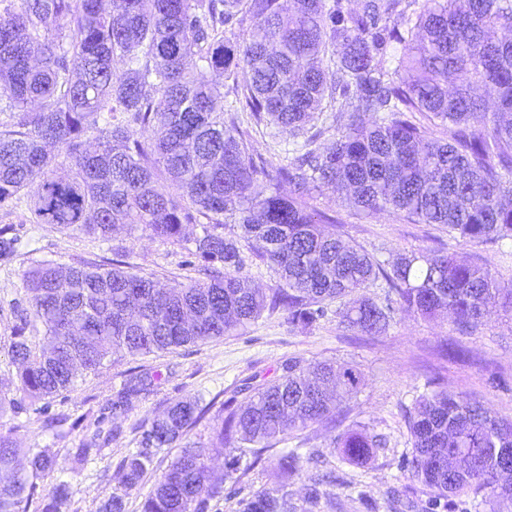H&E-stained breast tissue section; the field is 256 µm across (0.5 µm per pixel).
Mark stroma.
Returning <instances> with one entry per match:
<instances>
[{
  "label": "stroma",
  "instance_id": "1",
  "mask_svg": "<svg viewBox=\"0 0 512 512\" xmlns=\"http://www.w3.org/2000/svg\"><path fill=\"white\" fill-rule=\"evenodd\" d=\"M316 205L333 210L335 229L355 244L383 260L407 251L426 254L441 249L457 256L481 258L503 280H512V257L492 245H480L448 234L437 224H411L386 215L367 216L334 202L331 194L318 196ZM29 205L0 208V227L9 226L19 239L15 256L0 260V389L15 392L17 368L8 354L13 329L29 305L22 287L23 271L52 261L63 266L83 262L108 263L114 259L113 245L124 251L125 267L133 273L154 275L161 283L178 285L200 279L201 264L181 245L153 240L141 233H118L115 243L70 234L51 224L29 221ZM291 357L305 362H348L363 375L356 396L336 409L335 423L319 424L289 435L265 453L264 458L239 485L238 497L273 487L277 482L280 452L297 451L301 475L293 476L296 497H303L314 471L335 470L336 480L322 489L336 501V512H423L428 490L414 481L405 465L412 447L405 415L427 381L438 382L451 393H463L496 413L512 420V311L493 309L471 335L454 332L447 319H424L407 313L395 316L380 336H360L347 331L336 316L303 328L288 321L287 310L264 314L255 322L216 341H207L135 359L125 358L98 373L79 380L74 390L50 402L45 412L30 403L20 411L0 413V430L13 429L22 448H47L63 469L69 484L66 512H98L117 486L120 464L134 450L137 428L160 414L170 403L197 399L202 418L187 439L210 449V465L223 476L227 455L218 438L224 402L234 396L247 379L268 383L283 374V363ZM155 372L150 393L134 400L124 413L104 416L112 395L128 379L132 368ZM363 424L386 440L367 464L343 460L331 442L348 427ZM118 429L113 440L101 444L86 460L76 451L96 426ZM323 456L321 466L308 463L310 451ZM365 503H357V495ZM213 503L211 512H237V499Z\"/></svg>",
  "mask_w": 512,
  "mask_h": 512
}]
</instances>
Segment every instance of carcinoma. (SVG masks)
Masks as SVG:
<instances>
[{"instance_id":"carcinoma-1","label":"carcinoma","mask_w":512,"mask_h":512,"mask_svg":"<svg viewBox=\"0 0 512 512\" xmlns=\"http://www.w3.org/2000/svg\"><path fill=\"white\" fill-rule=\"evenodd\" d=\"M15 2L0 12V97L14 113L0 126V205L26 196L32 223L102 240L126 227L188 241L210 268L207 280L170 288L118 263L26 271L41 338L26 335L24 319L9 345L26 397L49 401L116 360L222 338L267 309L286 308L290 323L306 327L334 304L361 336L384 333L399 312L446 318L464 335L489 307L512 311V285L488 264L416 251L385 264L324 231L336 218L310 203L312 192L332 188L368 216L512 242V39L497 37L512 32V0H357L353 9L346 0H111L108 11L101 0ZM208 72L224 74V84ZM230 95L239 106L216 111L215 100ZM241 112L293 145L278 183H267L271 162L255 152ZM325 134L329 147L319 143ZM186 224L201 232L185 238ZM226 224L240 233L224 236ZM242 241L278 274L271 293L243 273ZM283 370L274 383L246 385V405L233 397L225 406L218 439L238 453L224 479L212 478L207 448L186 446L141 512H210L274 444L334 421L363 382L347 363L292 358ZM153 380L143 372L125 381L112 414ZM200 418L186 398L141 424L120 465L124 488H136ZM406 421L407 466L429 489L431 512L470 490L512 500V479L500 474L512 457V421L446 391L420 396ZM333 445L361 465L386 440L351 428ZM23 452L0 432V512H26L37 482L57 469L49 449H28L26 466ZM298 460L281 456L278 483L240 500L239 512H296L288 476ZM325 480L336 476L311 479L302 512L336 507L322 501ZM67 498L60 481L40 512H61Z\"/></svg>"}]
</instances>
